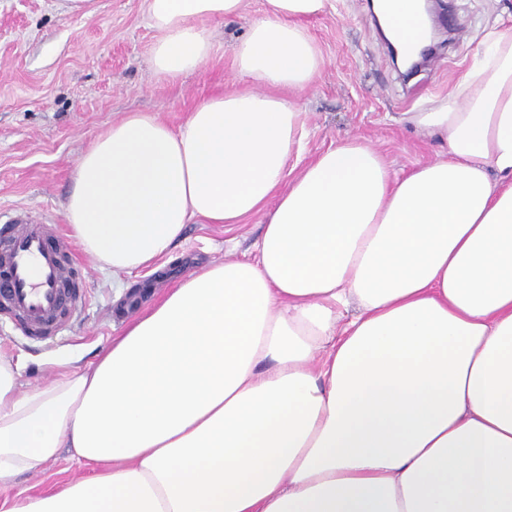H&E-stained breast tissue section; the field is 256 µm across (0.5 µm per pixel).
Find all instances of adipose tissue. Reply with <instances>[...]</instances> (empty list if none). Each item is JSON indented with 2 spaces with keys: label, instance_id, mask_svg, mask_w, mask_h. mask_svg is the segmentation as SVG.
I'll return each mask as SVG.
<instances>
[{
  "label": "adipose tissue",
  "instance_id": "ef3b65f1",
  "mask_svg": "<svg viewBox=\"0 0 512 512\" xmlns=\"http://www.w3.org/2000/svg\"><path fill=\"white\" fill-rule=\"evenodd\" d=\"M330 0H265L232 47L246 90L181 130L133 112L72 173L64 216L113 273L187 224L275 208L256 260L189 273L92 366L21 391L0 359V488L59 449L93 477L7 512H512V35L406 119L448 147L397 176L350 138L292 180ZM244 0H146L153 69L213 52Z\"/></svg>",
  "mask_w": 512,
  "mask_h": 512
}]
</instances>
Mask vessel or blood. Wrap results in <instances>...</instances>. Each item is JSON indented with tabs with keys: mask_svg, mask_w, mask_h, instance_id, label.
<instances>
[{
	"mask_svg": "<svg viewBox=\"0 0 512 512\" xmlns=\"http://www.w3.org/2000/svg\"><path fill=\"white\" fill-rule=\"evenodd\" d=\"M86 301L72 238L28 210L0 211V321L39 342L61 336Z\"/></svg>",
	"mask_w": 512,
	"mask_h": 512,
	"instance_id": "1",
	"label": "vessel or blood"
}]
</instances>
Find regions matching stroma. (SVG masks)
Here are the masks:
<instances>
[{"mask_svg":"<svg viewBox=\"0 0 512 512\" xmlns=\"http://www.w3.org/2000/svg\"><path fill=\"white\" fill-rule=\"evenodd\" d=\"M264 0H245L240 17L205 23L214 49L198 70L169 81L150 64L157 37L145 0H90L91 13L68 12L66 0H0V210L30 208L64 223L70 177L81 154L131 112L156 115L179 129L203 98L241 89L231 48L261 15ZM435 24L449 41L412 75L395 68L374 24L370 0H332L304 25L324 65L295 93L304 114L302 146L288 162L297 174L322 152L355 138L404 174L441 159L448 148L407 123L405 113L445 97L481 60L494 35L512 33V0H437ZM269 211L238 224L186 225L176 247L160 258L163 274L141 269L120 276L86 262L87 299L71 332L32 346L0 333V358L20 362L25 388L48 387L62 373L87 368L121 336L135 310L131 294L150 287L162 299L188 273L224 259H255ZM69 449L0 492V512L16 493L41 495L91 477Z\"/></svg>","mask_w":512,"mask_h":512,"instance_id":"obj_1","label":"stroma"}]
</instances>
